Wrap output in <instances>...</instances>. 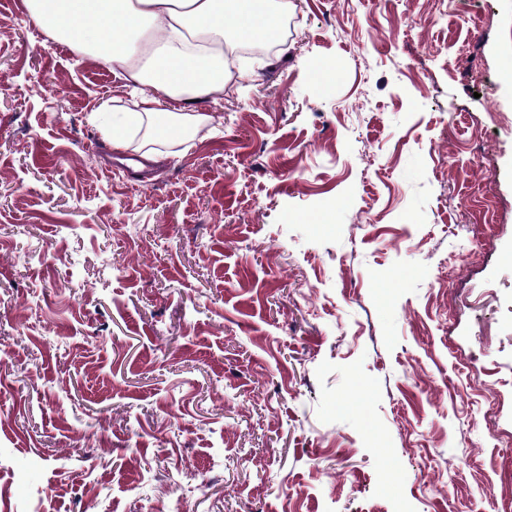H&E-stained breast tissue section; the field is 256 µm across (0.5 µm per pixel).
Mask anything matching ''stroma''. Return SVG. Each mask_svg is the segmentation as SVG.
Listing matches in <instances>:
<instances>
[{"mask_svg":"<svg viewBox=\"0 0 512 512\" xmlns=\"http://www.w3.org/2000/svg\"><path fill=\"white\" fill-rule=\"evenodd\" d=\"M104 100L0 0V512H512V0H288L139 183Z\"/></svg>","mask_w":512,"mask_h":512,"instance_id":"1","label":"stroma"}]
</instances>
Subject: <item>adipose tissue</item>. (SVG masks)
Instances as JSON below:
<instances>
[{"label": "adipose tissue", "instance_id": "ef3b65f1", "mask_svg": "<svg viewBox=\"0 0 512 512\" xmlns=\"http://www.w3.org/2000/svg\"><path fill=\"white\" fill-rule=\"evenodd\" d=\"M39 29L104 63L141 87L126 107L101 105L113 152L128 146L127 132L147 127L152 139L181 141V123L202 124L198 98L224 97L227 55L243 45L280 41L284 0H23ZM179 115L180 124L162 123Z\"/></svg>", "mask_w": 512, "mask_h": 512}]
</instances>
